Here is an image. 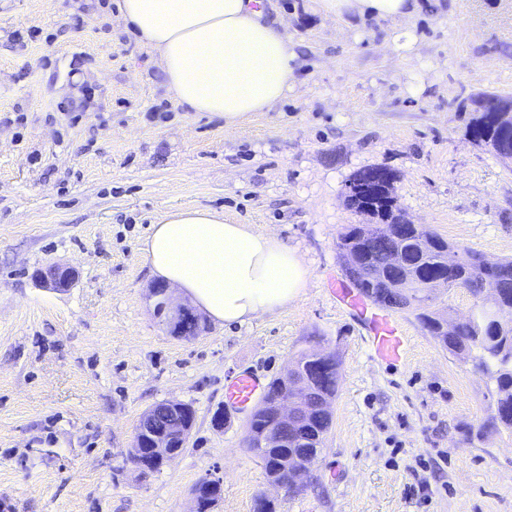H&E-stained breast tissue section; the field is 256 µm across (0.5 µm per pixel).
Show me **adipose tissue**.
I'll list each match as a JSON object with an SVG mask.
<instances>
[{
	"mask_svg": "<svg viewBox=\"0 0 512 512\" xmlns=\"http://www.w3.org/2000/svg\"><path fill=\"white\" fill-rule=\"evenodd\" d=\"M253 0H122L139 39L156 51L177 101L237 126L283 98L296 57L281 22ZM329 13L412 17L416 0H321ZM152 275L179 288L213 321L231 327L287 308L310 275L296 252L223 213L184 208L166 214L145 242Z\"/></svg>",
	"mask_w": 512,
	"mask_h": 512,
	"instance_id": "1",
	"label": "adipose tissue"
}]
</instances>
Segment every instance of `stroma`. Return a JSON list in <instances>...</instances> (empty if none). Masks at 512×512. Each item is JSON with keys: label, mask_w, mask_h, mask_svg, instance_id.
<instances>
[{"label": "stroma", "mask_w": 512, "mask_h": 512, "mask_svg": "<svg viewBox=\"0 0 512 512\" xmlns=\"http://www.w3.org/2000/svg\"><path fill=\"white\" fill-rule=\"evenodd\" d=\"M407 20L262 0L296 54L287 95L239 126L170 91L120 0H0V501L8 512H512V433L470 439L491 382L405 310L397 360L373 356L341 304L337 241L365 223L352 175L385 166L415 223L490 262L512 257V165L466 134L470 97H512V0H418ZM223 212L288 244L310 271L288 308L200 336L153 314L143 243L176 209ZM74 267L75 283L35 274ZM332 351V422L301 491L270 485L245 446L251 417L224 382L272 381L301 351ZM195 411L178 457L129 460L147 409ZM223 427H215V413ZM40 279L46 286L55 290L69 288L77 277V272L71 267L60 264L50 265L44 272L39 274Z\"/></svg>", "instance_id": "35a3bbf8"}]
</instances>
